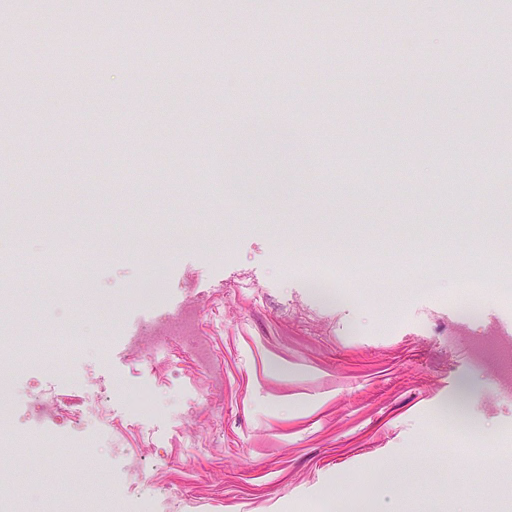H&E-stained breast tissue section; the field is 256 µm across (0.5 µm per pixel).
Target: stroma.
I'll use <instances>...</instances> for the list:
<instances>
[{
    "label": "stroma",
    "instance_id": "stroma-1",
    "mask_svg": "<svg viewBox=\"0 0 512 512\" xmlns=\"http://www.w3.org/2000/svg\"><path fill=\"white\" fill-rule=\"evenodd\" d=\"M451 2L414 0L407 11L379 0H147L132 11L94 0L119 51L89 96L68 53L48 69L13 49L11 61L40 78L20 97L0 72V186L16 200L0 221L91 225L112 241L111 255H82L93 274L86 305L68 282L0 270V340L41 347L75 325L87 337L67 359L0 360L10 384L0 426L16 437L0 472L25 487L26 512H45L49 489L82 512L101 494L124 512L134 469L145 487L187 492L189 512H512V480L474 454H512V398L494 407L495 378L469 354L485 320L512 323L499 290L512 254L474 228L485 215L512 235V161L492 157L512 134V0H474L467 55L446 38ZM346 19L364 41L340 55L330 32ZM145 24L196 30L198 53L219 47L223 58L203 73L183 57L133 68L127 44ZM273 25L323 50L268 86L253 78L259 61L233 48ZM380 37L387 53L352 66ZM328 59L335 75L311 83ZM244 99L250 119L287 126L304 165L261 145L251 181L222 197L185 172L220 141L235 160ZM347 148L356 170L334 160ZM478 158L485 168L472 167ZM146 169L169 186L165 205L129 186ZM352 255L340 301L300 271ZM173 303L198 308L221 402H204L212 378L187 337L160 356L143 350L139 363L127 354L125 336ZM448 322L467 329L452 345L436 329ZM148 386L161 407L133 419L131 392ZM41 387L55 389L58 408L42 438L121 441L107 469L90 448L80 459L25 442V406ZM104 392L111 416L74 426Z\"/></svg>",
    "mask_w": 512,
    "mask_h": 512
}]
</instances>
